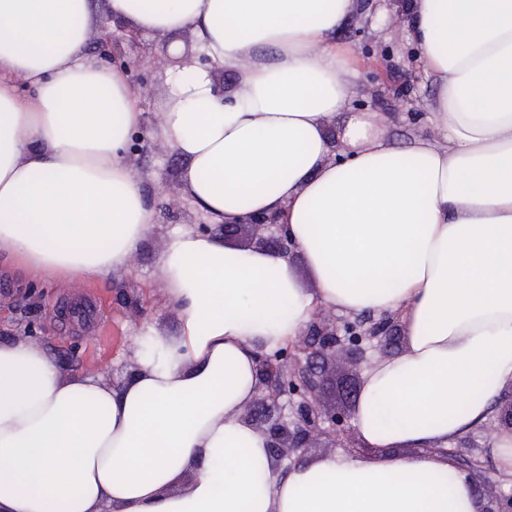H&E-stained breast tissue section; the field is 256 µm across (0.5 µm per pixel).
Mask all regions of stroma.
<instances>
[{"mask_svg": "<svg viewBox=\"0 0 512 512\" xmlns=\"http://www.w3.org/2000/svg\"><path fill=\"white\" fill-rule=\"evenodd\" d=\"M364 18L348 23L337 41L352 50L360 81L367 95L357 97L358 111L385 115V131L395 146L431 134L427 104L437 86L415 63L414 44L389 36L383 15L393 14L402 0H360ZM113 43L91 39L89 50L98 59H111L113 66L127 70L129 82L139 90V110L145 126H152L160 110L166 73V52L156 41L141 37L129 40L113 30ZM135 169L145 178V195L156 213V229L141 246L133 267L126 274L68 286L52 281H33L0 260V340L26 336L35 328L40 345L67 374L88 372L113 386L127 381L149 332L174 337L180 332L175 307L166 297L158 257L169 234L204 223V216L179 198V174L183 159L161 142L140 136L131 157ZM93 307L91 319L76 316L79 309ZM401 341L376 340L363 361L329 369L324 375L326 405L354 411L356 400L346 397L347 388L360 387L367 361L397 353ZM498 428L496 418L457 440L458 456L481 461L476 474L479 487L494 493H512V476L501 474L487 448Z\"/></svg>", "mask_w": 512, "mask_h": 512, "instance_id": "obj_1", "label": "stroma"}]
</instances>
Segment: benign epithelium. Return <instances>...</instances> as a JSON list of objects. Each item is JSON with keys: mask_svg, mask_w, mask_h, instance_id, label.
<instances>
[{"mask_svg": "<svg viewBox=\"0 0 512 512\" xmlns=\"http://www.w3.org/2000/svg\"><path fill=\"white\" fill-rule=\"evenodd\" d=\"M245 227L255 234L270 232L269 237L257 239L256 248L285 257L297 249L288 225L278 223L274 213L248 215L238 222L218 225L226 238ZM398 327L399 322L389 316L369 324L344 319L338 325L335 317L320 309L296 343L272 354L257 355L260 393L247 417L267 437L272 462H292L323 438L329 440L331 448L348 447L350 417L322 402L325 365L363 357L365 343L374 339H399ZM480 512H512V494L490 497Z\"/></svg>", "mask_w": 512, "mask_h": 512, "instance_id": "1", "label": "benign epithelium"}]
</instances>
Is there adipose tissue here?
<instances>
[{
    "instance_id": "1",
    "label": "adipose tissue",
    "mask_w": 512,
    "mask_h": 512,
    "mask_svg": "<svg viewBox=\"0 0 512 512\" xmlns=\"http://www.w3.org/2000/svg\"><path fill=\"white\" fill-rule=\"evenodd\" d=\"M356 8L108 0L138 34L192 35L149 132L185 160L182 198L214 224L278 214L315 287L277 253L183 228L158 258L180 334L156 335L122 387L0 342V512H479L446 450L512 393V0L394 16L439 85L436 136L402 147L350 108L336 34ZM101 29L94 0H0V256L34 278L125 274L155 228L125 160L137 93L86 50ZM320 309L402 325L355 409L377 454L278 466L245 417L257 355Z\"/></svg>"
}]
</instances>
